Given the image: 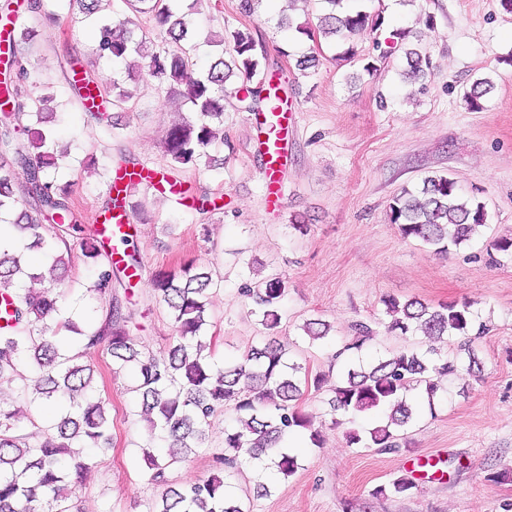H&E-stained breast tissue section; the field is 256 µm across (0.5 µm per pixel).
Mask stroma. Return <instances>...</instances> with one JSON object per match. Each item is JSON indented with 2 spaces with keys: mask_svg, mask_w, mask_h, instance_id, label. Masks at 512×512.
I'll list each match as a JSON object with an SVG mask.
<instances>
[{
  "mask_svg": "<svg viewBox=\"0 0 512 512\" xmlns=\"http://www.w3.org/2000/svg\"><path fill=\"white\" fill-rule=\"evenodd\" d=\"M288 0H260L245 15L239 0H181L199 48L195 70H206L220 54L211 35L250 29L256 52L295 105L297 123L290 141V162L283 178V202L268 206L254 150V115L238 98L225 101L227 146L212 155L221 168L178 169L195 195L219 198V210L201 215L154 191L136 193L143 206L131 217L130 232L143 266L142 279L121 297L131 341L163 352L173 334L167 309L151 286L155 270L192 260L215 272L209 297L206 334L217 362L239 357L257 343L263 330L238 294L241 260L257 259L265 272L288 283L279 340L309 375L325 374L334 352L350 342L358 323L375 333L360 352L377 357L403 347H421L422 336L388 334L383 299L418 298L435 305L473 301L487 330L473 343L480 377L452 378L434 410L421 411L405 429L406 448L397 452L349 445L353 428H369L367 415L332 424L328 389L308 390L303 408L323 428L322 447L301 448L303 467L286 479H273L268 495L255 496V472L241 463L232 474L246 512H512V258L493 265L486 244L512 236V14L500 0H412L401 13L386 12L383 0L361 7L383 14L377 33L357 39V54L342 60L344 45L315 34L304 43L278 21ZM12 9L17 28L34 27L36 38L25 63L26 86L51 96L55 114L51 144L64 155V182L83 226L104 211L109 175L121 155L155 170L176 169L163 142L172 124L190 106L161 92L144 68L146 55L168 46L152 18L131 13L125 0H103L98 16L86 19L72 0H43L39 13L29 0H0V13ZM130 20L146 32L143 56L108 61L94 52L101 21ZM408 28L412 42L426 52L432 67L423 80L402 81L403 52L378 61L377 72L363 69L375 53L374 42L389 29ZM316 55L315 67L299 70L297 59ZM80 61L99 80L117 79L133 97L113 110L112 124L81 108L69 83V64ZM493 86L483 108H467L463 95L479 78ZM434 173L450 175L460 194L485 204L486 226L470 245L434 255L419 242L403 238L391 224L388 207L403 188ZM304 221L307 232L294 230ZM94 279L90 260L77 258L66 276L63 318L99 321L105 304L88 291ZM330 324L328 337L310 342L306 320ZM84 363L95 368L94 391L112 407V447L84 473L79 512H145L158 500L142 448L163 450L159 434L149 432L140 401L131 392L129 373H113L105 350H91ZM0 401L18 408L14 429L20 434L50 428L57 406L31 401L19 377H0ZM231 412H218L206 448L173 477L189 481L208 476L224 452V430ZM412 477L405 496H374L379 486Z\"/></svg>",
  "mask_w": 512,
  "mask_h": 512,
  "instance_id": "obj_1",
  "label": "stroma"
}]
</instances>
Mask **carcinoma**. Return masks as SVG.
Wrapping results in <instances>:
<instances>
[{
  "mask_svg": "<svg viewBox=\"0 0 512 512\" xmlns=\"http://www.w3.org/2000/svg\"><path fill=\"white\" fill-rule=\"evenodd\" d=\"M331 9L319 17L318 31L348 38L376 32L382 17L363 10L336 13L343 0H323ZM138 13L150 14L172 43L171 48L151 55L148 72L169 96H179L192 105L195 117L173 125L166 137V148L182 166L211 165L208 148L224 139V101L247 91L257 98L264 91L265 72L254 53L250 29H235L215 40L221 55L207 70L195 73L190 53L194 36L185 17L176 13L169 0H128ZM95 53L120 60L141 52L143 37L129 22L119 20L99 29ZM409 33L401 30L384 42H376L379 58L395 52ZM35 30L24 28L12 38L13 56L20 60L23 45L32 44ZM406 75L415 80L427 75L429 59L416 49L405 51ZM24 67L4 92L14 100V111L0 115V221L14 217L13 224L27 232L34 246L46 248V261L54 282L40 289L18 288L22 278L45 279L43 273L24 267L19 258L0 249V293L10 302L0 329V375L19 372L26 364L33 374V394L38 399L69 402L47 432L17 435L12 419L15 411L0 405V512H71L76 483L95 464V458L72 452L74 448L104 450L112 441V407L102 398L77 395L93 379L94 369L81 362L83 352L103 348L112 356L113 373L126 370L133 375L142 412L166 442L162 456L142 449L151 470L150 480L162 487L160 508L147 512H247L230 493V474L214 473L182 483L171 480V473L182 466L190 453L206 444L212 418L218 409L231 407L237 425L224 429V455L216 463L229 468L242 458L257 473V492L266 494L264 477L288 478L301 468L299 455L280 447L289 435L305 432L309 443L320 448L321 430L301 407L305 390L300 385L302 366L291 360L288 348L275 336L260 346H252L237 359L218 365L205 354L200 334L207 325L208 295L214 285L210 271L192 264L160 269L152 277L158 302L164 304L173 322V340L161 354L145 352L129 339V316L122 312L116 295L112 251L95 235L84 233L67 192L54 177L57 157L47 148V138L37 125L46 122L49 98L41 96L29 105L30 92L23 85ZM259 86L252 88L253 79ZM489 81L477 80L465 94L471 110L482 109ZM26 174L21 185L14 180L15 169ZM389 219L398 225L402 237L418 239L438 256L469 244L478 228L487 224L484 204L464 198L456 182L447 175L434 174L422 180L415 193L403 190L389 206ZM95 266L90 288L95 298L107 304L101 321L79 330L69 321L64 328L72 335L60 338L45 335V325L58 319L64 293L58 288L78 256ZM252 278L240 289L248 301L249 313L267 331L281 321V308L287 296L286 281L278 274H262L247 265ZM391 317L388 330L398 336L423 335L441 340H460L468 362L450 359L438 349L404 348L392 351L367 364L346 366L331 388L332 412L351 419L380 412L382 418L368 430L348 433V442L365 448L395 451L400 448L399 432L414 418L408 395L416 390L434 405L439 378L471 375L477 360L471 350V330L476 313L474 302L449 301L429 306L417 299L400 301L388 295L383 299ZM303 329L315 342L327 337L329 325L308 320ZM415 483L398 478L391 487L376 488V496L407 494Z\"/></svg>",
  "mask_w": 512,
  "mask_h": 512,
  "instance_id": "obj_1",
  "label": "carcinoma"
}]
</instances>
